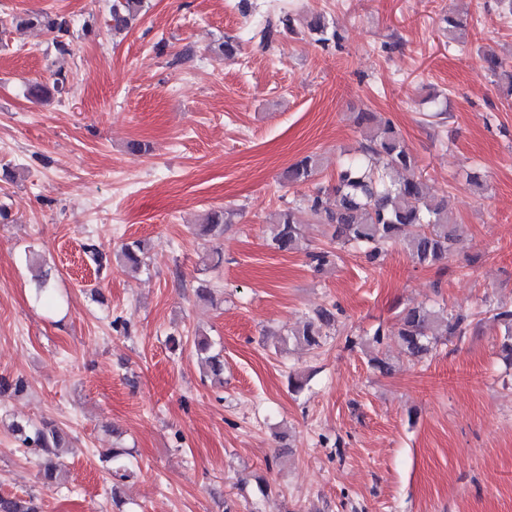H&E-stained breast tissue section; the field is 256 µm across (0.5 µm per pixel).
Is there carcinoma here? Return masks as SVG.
<instances>
[{
    "label": "carcinoma",
    "instance_id": "carcinoma-1",
    "mask_svg": "<svg viewBox=\"0 0 512 512\" xmlns=\"http://www.w3.org/2000/svg\"><path fill=\"white\" fill-rule=\"evenodd\" d=\"M148 8L147 0H112L108 27L112 35L128 31ZM443 31L448 35L452 49L465 48L464 29L453 13L446 12L440 18ZM296 18L286 13L274 23H267L261 32V39L267 40L272 32H292ZM17 29L41 28L54 35V48L61 55L72 51V24L70 18L61 13L31 12L14 16L9 24L1 25ZM308 33L315 41L326 45L340 40L336 30L330 28L326 18L319 14L307 22ZM238 45L230 37L224 38L212 49L220 60L232 59L237 55ZM487 70L492 76L508 80L512 89V70L495 56L486 58ZM69 91L66 74L57 72L52 82H35L28 87V94L35 100L63 96ZM358 126L366 129L365 142L358 153L341 164L331 186L335 203L324 205L320 193L316 192L288 206L277 210L269 222L270 246L279 252H294L303 249V234L299 213L305 212L319 224L328 226L330 241L341 247L360 250L366 262L376 265L384 259L388 248L400 245L412 262L422 268L439 267L457 251L462 241L463 228L458 224L450 201L436 197L419 171V160L408 148L404 139L387 120L371 112H360L355 118ZM321 162L318 155L311 153L293 163L287 170L286 178L292 184L313 180L319 173ZM236 212L231 208L215 207L208 210L200 224V231L210 237L219 238L224 234V225L233 222ZM145 247L142 241L134 240L123 244L119 259L128 268L138 270L144 264ZM311 266L322 272L335 263L332 250L319 248L307 252ZM489 320L497 328L498 355L503 362L512 366V306H496L490 310ZM336 322V307H321L305 318L302 324L281 343L291 341L312 350L322 346L323 338ZM472 323V314L463 311L445 313L442 309L427 306L408 307L396 317V329L386 333L377 328L367 340L370 366L381 374H389L392 365L380 352L379 345L385 336L394 337L400 347L411 357L421 360L446 339L461 336ZM197 351L205 376L221 382L224 375V357L213 352L208 339L197 341ZM20 440L34 447L45 459L43 477L48 485L62 484L63 467L58 461L60 449L68 447L65 434L54 426L43 424L36 429L23 422L11 425ZM125 451L114 448L104 455V461L111 464L112 503L121 508L123 500L119 495V482L129 477L123 467ZM0 512H39L33 498L15 495H0Z\"/></svg>",
    "mask_w": 512,
    "mask_h": 512
}]
</instances>
